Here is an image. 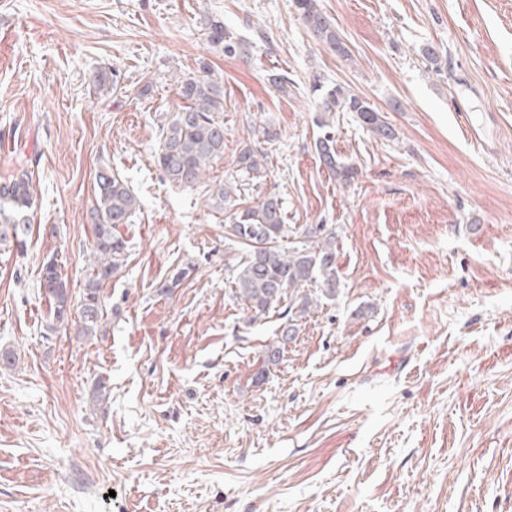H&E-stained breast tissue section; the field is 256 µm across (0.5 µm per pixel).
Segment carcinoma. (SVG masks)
Masks as SVG:
<instances>
[{"label":"carcinoma","instance_id":"obj_1","mask_svg":"<svg viewBox=\"0 0 512 512\" xmlns=\"http://www.w3.org/2000/svg\"><path fill=\"white\" fill-rule=\"evenodd\" d=\"M294 10L313 37L337 56L347 59L349 49L336 33L335 25L321 11L317 0H293ZM209 42L221 47L228 57L247 58L249 45L224 27V22L204 16ZM318 109L322 112H354L362 126L378 139H396L395 130L365 98L343 85L327 87L314 77ZM183 100L179 110L159 126L154 162L163 179L190 190H202L206 205L225 215L224 239L243 251L235 265L232 288L236 299L250 312V321L278 312L286 319L282 340L264 349L265 366L276 365L282 343L294 335L296 326L321 299H333L339 284L336 268L337 234L321 224L317 229L290 226L282 198L270 193L250 205L238 180H206L210 163L224 154V86L222 78L206 65L199 72L178 81ZM323 131L316 143L317 155L340 184H350L357 169L336 156L333 127L320 118ZM267 159L261 149L246 144L238 155L237 171L243 176L259 174ZM95 204L91 209L92 262L78 307L75 334L86 338L98 335L101 327L100 291L124 265L128 240L120 226L130 224L141 209L140 200L125 180L109 166L95 173ZM35 189L32 176L24 171L0 182V246L24 251L32 224ZM40 288L49 300L53 319L65 325L70 312L68 282L58 264L43 265Z\"/></svg>","mask_w":512,"mask_h":512}]
</instances>
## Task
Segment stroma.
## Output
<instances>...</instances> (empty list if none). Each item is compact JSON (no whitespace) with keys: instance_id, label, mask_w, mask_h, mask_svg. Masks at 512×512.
I'll use <instances>...</instances> for the list:
<instances>
[{"instance_id":"obj_1","label":"stroma","mask_w":512,"mask_h":512,"mask_svg":"<svg viewBox=\"0 0 512 512\" xmlns=\"http://www.w3.org/2000/svg\"><path fill=\"white\" fill-rule=\"evenodd\" d=\"M292 4L0 0V179L38 160L27 250L0 249V351L16 356L0 371V512H512V0H318L347 60ZM206 15L251 61L209 43ZM203 61L224 84L210 179L270 128L247 201L277 193L288 223L338 233L335 300L270 368L282 321L250 322L232 297L223 215L154 164L156 123ZM100 71L115 75L102 91ZM317 75L397 134L336 113L347 186L316 153ZM104 164L142 208L101 333L82 338L52 329L40 271L57 261L79 303Z\"/></svg>"}]
</instances>
